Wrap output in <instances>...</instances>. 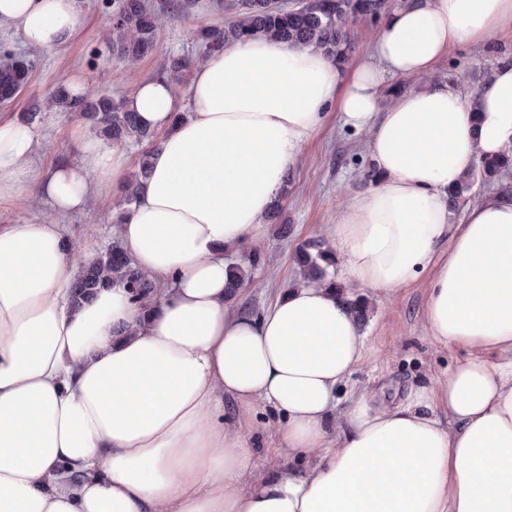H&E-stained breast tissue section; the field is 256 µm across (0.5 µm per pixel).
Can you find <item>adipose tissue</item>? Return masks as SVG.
I'll list each match as a JSON object with an SVG mask.
<instances>
[{"label": "adipose tissue", "mask_w": 512, "mask_h": 512, "mask_svg": "<svg viewBox=\"0 0 512 512\" xmlns=\"http://www.w3.org/2000/svg\"><path fill=\"white\" fill-rule=\"evenodd\" d=\"M82 19L83 0H0V27L37 50ZM507 30L512 0H406L349 68L258 37L208 54L187 100L142 80L127 107L161 139L117 235L157 285L144 302L119 282L75 301L57 222L120 195L128 153L88 130L42 171L40 130L0 120V204L52 215L0 220V512H512V197L460 215L449 197L512 152V57L474 100L434 77L451 48ZM388 77L417 86L384 104ZM332 102L365 132L373 181L323 231L345 282L422 285L433 345L467 353L388 404L349 385L368 347L346 298L301 282L245 315L227 297V254L261 231ZM259 403L281 417L276 466L248 445ZM17 201L3 206V216L21 223L41 224L50 221L52 215L45 209L38 207H25Z\"/></svg>", "instance_id": "ef3b65f1"}]
</instances>
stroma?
<instances>
[{
  "label": "stroma",
  "instance_id": "35a3bbf8",
  "mask_svg": "<svg viewBox=\"0 0 512 512\" xmlns=\"http://www.w3.org/2000/svg\"><path fill=\"white\" fill-rule=\"evenodd\" d=\"M191 8L170 17L159 32L157 49L136 67L129 68L112 53V20L117 0H88L84 21L72 40L51 51L29 50L7 29L0 30V48L28 53L33 62L32 81L9 105H0L1 118H33L44 132L47 146L33 162L46 170L59 159L76 153L75 132L85 119L74 112L45 111L40 101L58 86L80 80L86 91H102L115 97L129 96L143 79L161 74L164 58L197 54L199 47L190 32L200 25H223L227 11L215 0H191ZM512 53V36H503L498 49L478 54L468 46L455 47L435 75L452 81L464 92L477 85L479 71L494 67L500 56ZM335 105H328L321 129L306 145L302 165L292 173L288 196L282 202L278 223H266L261 233L230 257L231 262L251 267L252 277L238 300L244 312H252L273 301L295 283L301 271L296 253L302 244L316 239L318 229L336 221L340 204L348 197L371 188L366 173L369 160L361 149L363 133L340 127ZM115 203L105 195L93 200L89 212L66 217L69 235L91 242L104 252L115 241L118 221ZM289 225L288 236H280L279 224ZM367 334L369 357L354 381L375 390L379 401L417 384L442 377L464 359L459 350L434 349L421 320L422 288H406L387 297L368 289ZM280 417L265 405H256L249 445L264 465L278 463L274 433Z\"/></svg>",
  "mask_w": 512,
  "mask_h": 512
}]
</instances>
